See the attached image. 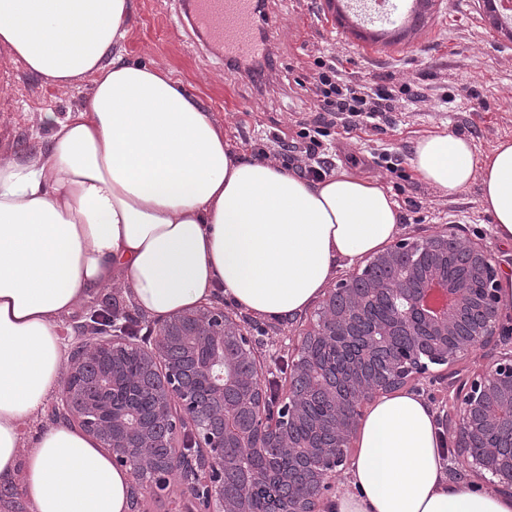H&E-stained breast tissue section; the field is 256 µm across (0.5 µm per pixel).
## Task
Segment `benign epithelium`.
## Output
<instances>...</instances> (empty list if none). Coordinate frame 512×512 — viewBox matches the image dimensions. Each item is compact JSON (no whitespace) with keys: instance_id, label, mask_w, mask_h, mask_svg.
Returning a JSON list of instances; mask_svg holds the SVG:
<instances>
[{"instance_id":"7a95c632","label":"benign epithelium","mask_w":512,"mask_h":512,"mask_svg":"<svg viewBox=\"0 0 512 512\" xmlns=\"http://www.w3.org/2000/svg\"><path fill=\"white\" fill-rule=\"evenodd\" d=\"M466 273L450 279L448 250ZM489 247L453 225L403 238L326 289L298 337L288 385L270 395L252 334L221 306L160 318L153 342L133 343L119 317L85 332L71 353L54 411L77 422L132 476L140 497L168 488L199 512H324L353 448L363 405L409 383H434L503 342L450 396L449 447L496 491L512 495V326L499 310ZM267 450L256 468L241 449Z\"/></svg>"}]
</instances>
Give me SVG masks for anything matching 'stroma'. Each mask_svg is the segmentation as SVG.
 Segmentation results:
<instances>
[{
    "label": "stroma",
    "mask_w": 512,
    "mask_h": 512,
    "mask_svg": "<svg viewBox=\"0 0 512 512\" xmlns=\"http://www.w3.org/2000/svg\"><path fill=\"white\" fill-rule=\"evenodd\" d=\"M131 2L123 55L173 71L223 124L231 148L247 155L272 153L277 140H295L302 124L324 117L303 88L316 58L335 59L350 85L393 91V109L376 125L329 126L322 145L336 169L380 178L390 188L401 206L402 236L426 238L452 224L459 235L482 238L500 269H512V247L495 242L478 186L448 200L416 176L402 180L392 173L409 169L413 142L428 133L470 136L482 153L512 139V38L493 26L484 0H430L406 35L377 40L340 15L341 0H266L268 19L298 13L304 21L275 34L273 65L258 84L227 72L224 59L187 34L177 0ZM404 84L409 94L401 93ZM89 94L86 82L68 92L44 84L0 50V157L30 146L39 113L76 109ZM313 315L308 309L286 319L248 320L277 389H284L289 372L286 343Z\"/></svg>",
    "instance_id": "obj_1"
}]
</instances>
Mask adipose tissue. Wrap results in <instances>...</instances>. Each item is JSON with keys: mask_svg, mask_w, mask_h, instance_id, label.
Wrapping results in <instances>:
<instances>
[{"mask_svg": "<svg viewBox=\"0 0 512 512\" xmlns=\"http://www.w3.org/2000/svg\"><path fill=\"white\" fill-rule=\"evenodd\" d=\"M131 0H0V48L84 107L43 113L49 134L0 158V491L31 512H129L131 476L67 425L30 428L56 387L63 320L114 286L161 318L221 296L268 319L324 293L339 263L378 252L401 207L375 177L313 181L233 151L224 128L171 70L119 51ZM417 176L443 198L480 187L491 232L512 245V139L428 133ZM357 460L331 512H512V496L452 481L432 405L400 391L373 401Z\"/></svg>", "mask_w": 512, "mask_h": 512, "instance_id": "1", "label": "adipose tissue"}]
</instances>
